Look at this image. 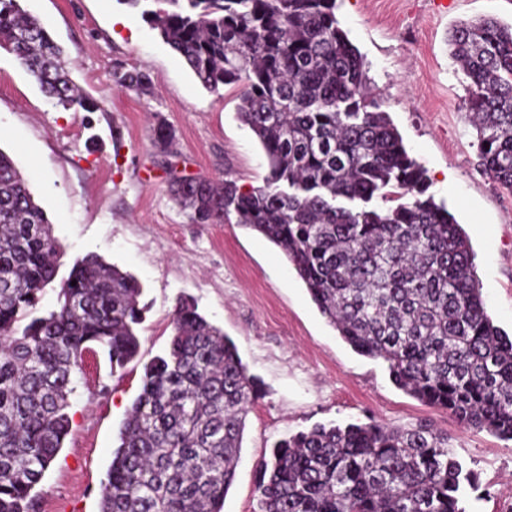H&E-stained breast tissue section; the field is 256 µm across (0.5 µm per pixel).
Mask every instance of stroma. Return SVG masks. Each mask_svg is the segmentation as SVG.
<instances>
[{"mask_svg": "<svg viewBox=\"0 0 512 512\" xmlns=\"http://www.w3.org/2000/svg\"><path fill=\"white\" fill-rule=\"evenodd\" d=\"M63 49L97 109L54 104L0 48V150L12 157L61 246L58 276L95 254L141 284L139 351L111 370L90 355L72 398V428L37 487V512H99L101 483L144 367L166 350L181 297L234 341L263 384L249 407L223 512H259L257 466L280 439L317 424H430L479 477L466 512H512V441L453 422L398 389L383 361L357 354L329 325L281 251L238 224H193L168 191L174 176L263 185L267 159L236 117L231 87L205 90L139 12L118 0H21ZM336 14L428 192L467 233L486 310L512 336V191L479 168L463 110L466 80L450 56L456 21L512 24V0H337ZM139 70L148 92L120 88ZM171 133L167 148L155 130Z\"/></svg>", "mask_w": 512, "mask_h": 512, "instance_id": "stroma-1", "label": "stroma"}]
</instances>
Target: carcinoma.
<instances>
[{"mask_svg": "<svg viewBox=\"0 0 512 512\" xmlns=\"http://www.w3.org/2000/svg\"><path fill=\"white\" fill-rule=\"evenodd\" d=\"M142 11L206 90L237 89L261 144V186L175 178L193 224L235 222L286 256L320 313L393 383L458 424L512 440V338L488 315L468 235L427 194L424 168L381 110L337 0H151ZM0 46L68 108L93 111L62 50L19 0H0ZM452 58L483 171L512 189V24L458 22ZM145 91L139 71L116 76ZM60 245L0 151V512H36L63 448L84 353L112 368L138 351L141 287L98 255L74 262L56 306L39 305ZM76 285H71V282ZM166 353L144 368L101 483L100 512H222L259 398L236 345L187 298ZM260 512H465L478 486L448 432L376 422L316 425L259 465Z\"/></svg>", "mask_w": 512, "mask_h": 512, "instance_id": "obj_1", "label": "carcinoma"}]
</instances>
